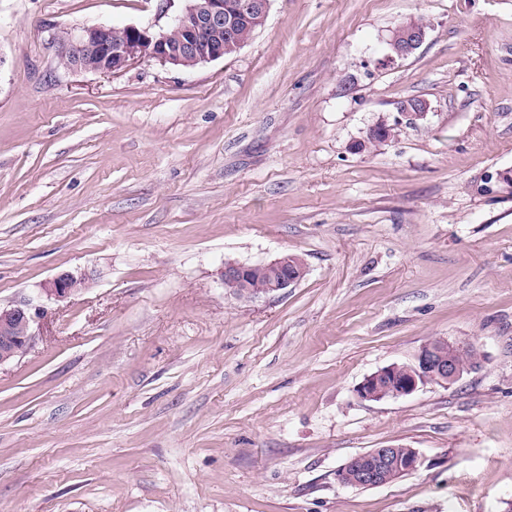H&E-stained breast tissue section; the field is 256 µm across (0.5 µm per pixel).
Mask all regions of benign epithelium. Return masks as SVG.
Wrapping results in <instances>:
<instances>
[{
	"label": "benign epithelium",
	"instance_id": "obj_1",
	"mask_svg": "<svg viewBox=\"0 0 512 512\" xmlns=\"http://www.w3.org/2000/svg\"><path fill=\"white\" fill-rule=\"evenodd\" d=\"M184 9L174 17L165 32L154 33L149 27L92 26L77 33L63 32L57 37L60 62L71 70L108 73L140 60H154L177 68H195L224 57V51L237 49L240 21H250L255 29L265 24L270 0H239L232 9H224V0H185ZM424 25L412 22L395 31L388 40L389 58L404 59L424 41ZM293 256L285 255L270 262L247 265L226 263L224 288L242 291L255 300L284 293L300 282L307 267L289 268ZM261 270L272 277L265 287L250 286L251 275ZM86 277L62 272L42 288L44 302H24L0 307V366L25 353L32 345L35 328L47 313L46 303L60 302L83 287ZM476 349L468 339L439 337L426 342L413 363L391 364L367 376L357 387L356 395L364 401H382L410 395L419 388L435 383L451 386L462 376L480 368L483 356L462 361L460 357ZM422 458L417 449L400 454L393 448H374L351 458L336 477L343 486L378 487L417 470Z\"/></svg>",
	"mask_w": 512,
	"mask_h": 512
}]
</instances>
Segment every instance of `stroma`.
<instances>
[{"label": "stroma", "mask_w": 512, "mask_h": 512, "mask_svg": "<svg viewBox=\"0 0 512 512\" xmlns=\"http://www.w3.org/2000/svg\"><path fill=\"white\" fill-rule=\"evenodd\" d=\"M181 7L0 0V306L87 277L0 366V512H507L512 187L482 186L512 169V0H271L195 69L59 63L60 32ZM413 97L427 118L396 123ZM286 254L287 293L225 290V263ZM434 337L482 367L357 397ZM374 448L423 463L337 483ZM426 35L423 24L413 22L401 31H395L388 40L391 60L404 59L412 55L424 41ZM85 283V275L78 276L72 272H62L42 288L44 300L49 303L64 301L83 287Z\"/></svg>", "instance_id": "stroma-1"}]
</instances>
